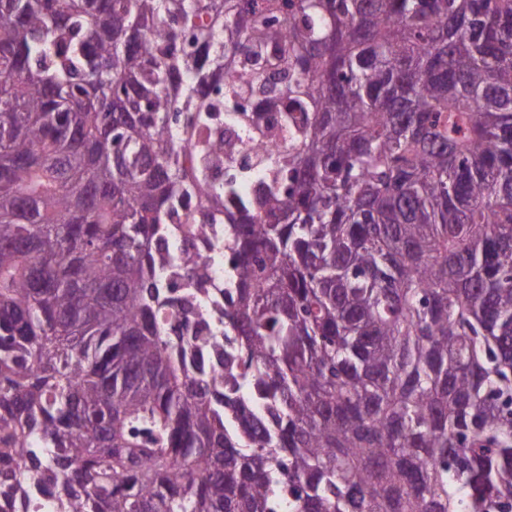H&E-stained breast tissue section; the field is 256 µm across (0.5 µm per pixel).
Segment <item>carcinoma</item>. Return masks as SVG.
I'll list each match as a JSON object with an SVG mask.
<instances>
[{
	"instance_id": "obj_1",
	"label": "carcinoma",
	"mask_w": 512,
	"mask_h": 512,
	"mask_svg": "<svg viewBox=\"0 0 512 512\" xmlns=\"http://www.w3.org/2000/svg\"><path fill=\"white\" fill-rule=\"evenodd\" d=\"M285 504L512 512V0H0V512ZM238 117V112H234L230 106H225L223 117L224 140L231 143L236 149L238 162L251 170L243 172L238 177L236 184L239 190L245 195H254L258 187L260 172L257 169L261 166L264 156L262 153H266V149L276 147L279 145L278 142L281 141L277 128L280 114L277 112H263L262 121L270 139H264V147L261 148L255 146L253 141L240 130L237 124ZM208 257L203 261L207 267L208 274L212 282L226 281L229 275L230 267V254L226 253L224 249V226L222 228V236L220 241L208 250Z\"/></svg>"
}]
</instances>
